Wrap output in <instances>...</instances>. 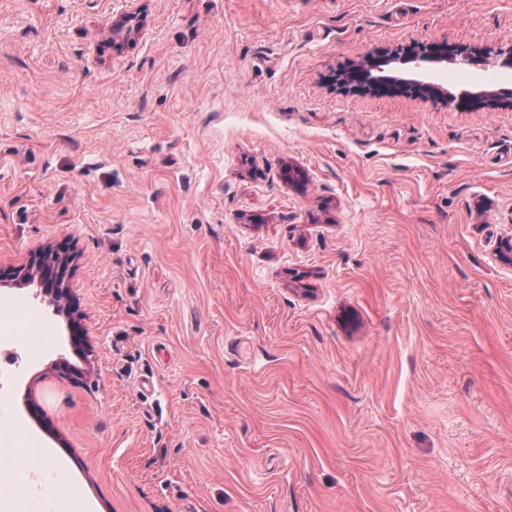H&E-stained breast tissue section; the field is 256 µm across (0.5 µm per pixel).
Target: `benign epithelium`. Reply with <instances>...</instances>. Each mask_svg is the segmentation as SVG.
Segmentation results:
<instances>
[{"mask_svg": "<svg viewBox=\"0 0 512 512\" xmlns=\"http://www.w3.org/2000/svg\"><path fill=\"white\" fill-rule=\"evenodd\" d=\"M132 16L126 12L120 15L112 26L113 35L127 38L135 33V27L129 25ZM451 60L462 65H480L486 69H512V48L507 51L492 49L473 50L468 47L445 45H412L402 53L401 61L412 65L411 77L392 81L381 74L379 65L386 61L384 52L376 50L364 57L362 62L352 69L341 86L350 92L359 93H413L425 97H435L439 90L426 72V65ZM459 103L476 108H493L499 105L512 106V93L501 89L489 88L478 92L464 90L458 97ZM72 255L59 248H47L35 256L27 265L13 272L11 281L17 286L37 282L44 294L58 308L69 310L75 305V297L66 283L67 266Z\"/></svg>", "mask_w": 512, "mask_h": 512, "instance_id": "obj_1", "label": "benign epithelium"}]
</instances>
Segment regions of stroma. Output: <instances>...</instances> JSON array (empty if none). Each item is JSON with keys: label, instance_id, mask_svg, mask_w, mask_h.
I'll return each mask as SVG.
<instances>
[{"label": "stroma", "instance_id": "1", "mask_svg": "<svg viewBox=\"0 0 512 512\" xmlns=\"http://www.w3.org/2000/svg\"><path fill=\"white\" fill-rule=\"evenodd\" d=\"M414 42L512 0H0V273L73 247L89 340L0 288V399L74 512H512V108L336 86Z\"/></svg>", "mask_w": 512, "mask_h": 512}]
</instances>
